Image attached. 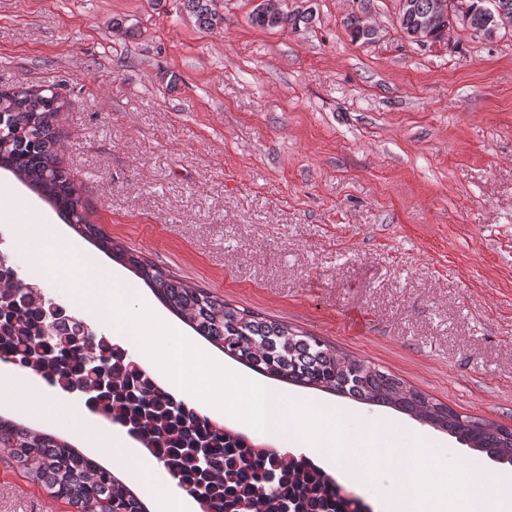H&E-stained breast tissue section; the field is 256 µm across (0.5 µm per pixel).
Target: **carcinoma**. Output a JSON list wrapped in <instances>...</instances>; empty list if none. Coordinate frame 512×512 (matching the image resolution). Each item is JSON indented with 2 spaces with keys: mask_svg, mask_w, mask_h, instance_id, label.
Instances as JSON below:
<instances>
[{
  "mask_svg": "<svg viewBox=\"0 0 512 512\" xmlns=\"http://www.w3.org/2000/svg\"><path fill=\"white\" fill-rule=\"evenodd\" d=\"M202 30L224 17L212 0H181ZM398 23L415 39L435 0H400ZM427 42L448 43L458 29L492 34L512 19V0H447ZM316 19L314 5L293 11L262 3L252 24L297 32ZM65 101L53 87L0 89V169L14 174L80 236L140 278L159 301L224 355L288 384L394 407L512 465V428L464 416L403 379L340 354L312 335L262 318L193 286L126 249L87 218L79 190L57 156L56 122ZM0 361L28 369L126 430L205 512H349L336 479L307 459L253 444L176 398L121 345L92 330L36 284L10 271L0 278ZM111 377L99 387L98 367ZM0 448L33 482L75 512H149L112 470L53 434L0 416Z\"/></svg>",
  "mask_w": 512,
  "mask_h": 512,
  "instance_id": "1",
  "label": "carcinoma"
}]
</instances>
